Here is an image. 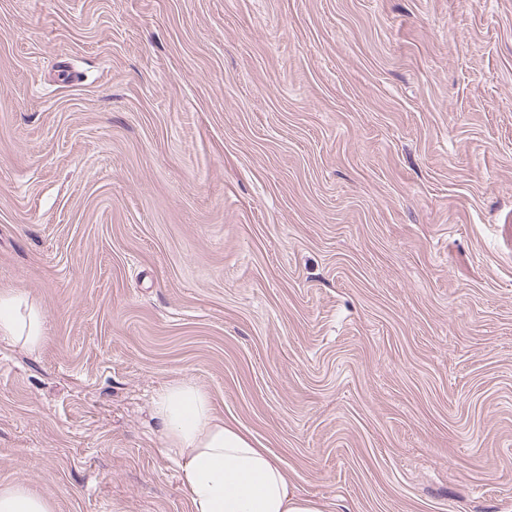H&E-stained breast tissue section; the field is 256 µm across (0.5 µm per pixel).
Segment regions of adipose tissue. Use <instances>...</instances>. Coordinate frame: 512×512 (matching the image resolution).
I'll return each mask as SVG.
<instances>
[{
  "label": "adipose tissue",
  "mask_w": 512,
  "mask_h": 512,
  "mask_svg": "<svg viewBox=\"0 0 512 512\" xmlns=\"http://www.w3.org/2000/svg\"><path fill=\"white\" fill-rule=\"evenodd\" d=\"M0 338L39 348L46 339L43 307L20 291L0 294ZM152 413L191 512H322L290 485L274 455L216 416L209 396L195 385H167Z\"/></svg>",
  "instance_id": "ef3b65f1"
}]
</instances>
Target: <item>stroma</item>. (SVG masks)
Returning <instances> with one entry per match:
<instances>
[{
    "label": "stroma",
    "instance_id": "obj_1",
    "mask_svg": "<svg viewBox=\"0 0 512 512\" xmlns=\"http://www.w3.org/2000/svg\"><path fill=\"white\" fill-rule=\"evenodd\" d=\"M0 488L190 512V380L324 512H512V0H0ZM43 307L21 291L0 294V338L30 348L46 339Z\"/></svg>",
    "mask_w": 512,
    "mask_h": 512
}]
</instances>
